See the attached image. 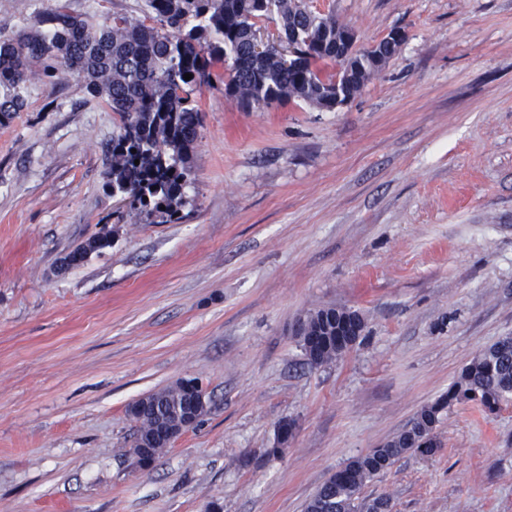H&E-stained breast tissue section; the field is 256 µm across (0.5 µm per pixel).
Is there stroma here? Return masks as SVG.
Listing matches in <instances>:
<instances>
[{"label": "stroma", "instance_id": "stroma-1", "mask_svg": "<svg viewBox=\"0 0 512 512\" xmlns=\"http://www.w3.org/2000/svg\"><path fill=\"white\" fill-rule=\"evenodd\" d=\"M308 3L360 47L405 39L332 110L203 86L179 223L113 198L119 119L76 80L0 125V512H305L512 336V0ZM328 306L366 330L314 368L292 327ZM181 378L211 409L141 468L127 407ZM433 440L362 497L512 512V402L453 403Z\"/></svg>", "mask_w": 512, "mask_h": 512}]
</instances>
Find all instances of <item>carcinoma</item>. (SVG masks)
I'll list each match as a JSON object with an SVG mask.
<instances>
[{"mask_svg": "<svg viewBox=\"0 0 512 512\" xmlns=\"http://www.w3.org/2000/svg\"><path fill=\"white\" fill-rule=\"evenodd\" d=\"M146 8L142 17L114 13L100 21L74 14L58 0L30 26L1 27L0 125L24 111L33 79L76 78L87 95L105 101L119 117L105 172L112 195L160 224L181 220L182 189L192 174L202 124L197 95L221 77L215 65L232 61L224 90L245 108L293 101L330 110L336 93L355 96L397 53L382 39L376 49L338 62L336 44L344 43L346 26L336 25L331 13L311 10L305 0H146ZM262 21L277 25V44L293 45L298 66L288 67L273 49L257 50L255 32ZM186 73L192 78L184 79ZM106 245L103 238L91 239L65 257L66 265ZM308 316L305 340L324 345L308 363L329 364L342 355L336 309L320 308ZM511 397L512 336H504L475 356L448 394L423 407L408 428L336 470L305 512H370L372 501L360 497L362 488L409 451L431 454L429 437L448 405L475 401L492 412ZM147 398L131 414L141 432L186 400L178 383Z\"/></svg>", "mask_w": 512, "mask_h": 512, "instance_id": "cac0c4a2", "label": "carcinoma"}]
</instances>
